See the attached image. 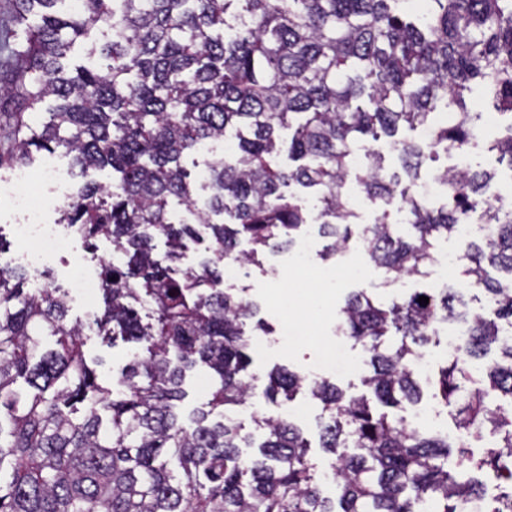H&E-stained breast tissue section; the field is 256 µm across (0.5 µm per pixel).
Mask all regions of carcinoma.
Masks as SVG:
<instances>
[{"instance_id": "1", "label": "carcinoma", "mask_w": 512, "mask_h": 512, "mask_svg": "<svg viewBox=\"0 0 512 512\" xmlns=\"http://www.w3.org/2000/svg\"><path fill=\"white\" fill-rule=\"evenodd\" d=\"M424 2L80 0L74 9L70 0H16L14 23L0 27V51L15 61L0 78V169L30 167L59 148L70 157L84 183L62 221L84 240L112 238L120 255L102 266L104 307L92 325L136 351L112 387L101 385L67 292L0 265V512H460L481 497L482 481L448 469L454 450L504 486L489 512H512V417L499 404L512 403V336L502 333L512 325V206L486 205L495 173L470 166L432 169L440 207L414 192L438 150L465 155L478 145L482 113L469 108L478 94L509 118V134L489 149L512 167V0ZM95 29L103 42L88 56L101 64L69 65L71 48ZM404 127L430 139L401 137ZM282 130L294 168L275 162ZM383 135L399 172L374 147ZM228 137L235 158L207 162L199 209L183 159ZM108 167L112 183L87 179ZM352 180L387 204L365 229L366 257L395 281L428 276L438 242L463 220L478 214L491 225L460 243L459 266L487 294L491 317L466 310L459 288L389 301L361 289L341 307L337 332L369 357L362 384L397 408L422 400L415 366L435 324H462L459 351L440 370L441 401L457 406V427L472 441H495L475 460L444 434L374 412L363 395L276 367L266 402L304 390L322 404L335 501L297 426L255 415L266 431L257 444L239 420L255 398L244 326L271 329L256 303L224 287L223 261L260 266L265 253L293 248L309 218L304 199L286 192L293 185L316 193L320 258L336 259L356 231ZM174 201L198 209L210 240L208 255L181 272L175 264L198 231L170 221ZM393 204L408 238L390 221ZM158 235L167 245L160 259ZM199 364L216 386L185 419L177 402Z\"/></svg>"}]
</instances>
